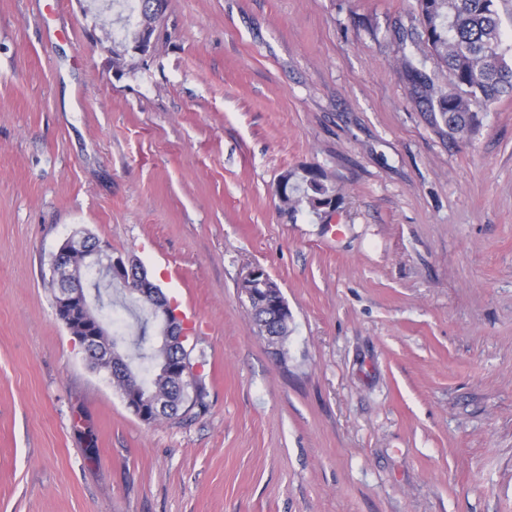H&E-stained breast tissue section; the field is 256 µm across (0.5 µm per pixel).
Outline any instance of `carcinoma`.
I'll list each match as a JSON object with an SVG mask.
<instances>
[{
	"mask_svg": "<svg viewBox=\"0 0 512 512\" xmlns=\"http://www.w3.org/2000/svg\"><path fill=\"white\" fill-rule=\"evenodd\" d=\"M501 0H417L422 30L411 43L419 53L428 52L448 68L450 87L437 88L424 68L409 65V78L419 102L429 108L432 121L446 127L448 134L461 139L472 135L478 126L471 106L491 105L502 96H512V58L506 57L499 12ZM152 7L150 0H132L129 14L118 36L112 38L115 48L130 44L133 24L141 7ZM299 195L297 204H307L317 213L324 200L336 196V189L324 180H312L291 189ZM261 335L279 336V323L268 320L261 312L253 316ZM136 359L147 362L149 377L136 376L146 393L156 392L165 398L161 416L173 417L195 392L202 402V389L197 381L169 378L163 360L174 353L170 348L151 341L146 331L136 340Z\"/></svg>",
	"mask_w": 512,
	"mask_h": 512,
	"instance_id": "cac0c4a2",
	"label": "carcinoma"
}]
</instances>
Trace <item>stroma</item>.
Instances as JSON below:
<instances>
[{
  "mask_svg": "<svg viewBox=\"0 0 512 512\" xmlns=\"http://www.w3.org/2000/svg\"><path fill=\"white\" fill-rule=\"evenodd\" d=\"M0 0V512H512V97L438 132L416 0ZM315 170L334 210L283 208ZM83 230L181 314L203 407L147 425L55 313ZM262 268L282 349L242 280ZM132 2V5H128L129 14L124 19L125 23L121 28L120 34L117 37L113 36L112 38V42L115 43L124 37L121 42H118V44L114 46L116 49H120L121 46L130 44V40L134 33V27L132 25L136 21L142 4H144L145 8H150L153 6L149 0H132ZM161 14L156 13V20L148 27H143L133 42L132 51L140 56H149L155 44V33L158 30Z\"/></svg>",
  "mask_w": 512,
  "mask_h": 512,
  "instance_id": "1",
  "label": "stroma"
}]
</instances>
